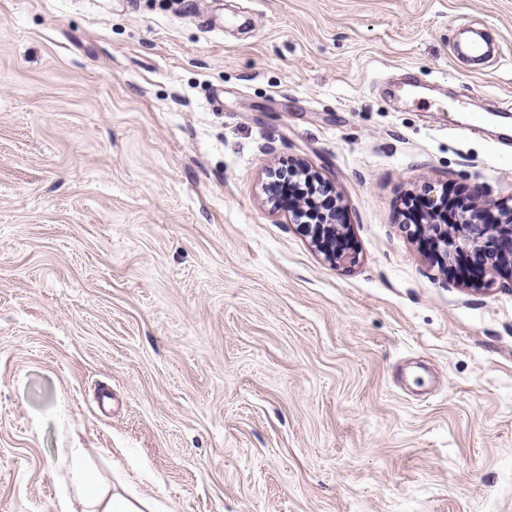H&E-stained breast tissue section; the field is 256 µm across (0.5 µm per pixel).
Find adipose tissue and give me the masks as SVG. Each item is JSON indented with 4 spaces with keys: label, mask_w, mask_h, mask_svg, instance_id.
Returning <instances> with one entry per match:
<instances>
[{
    "label": "adipose tissue",
    "mask_w": 512,
    "mask_h": 512,
    "mask_svg": "<svg viewBox=\"0 0 512 512\" xmlns=\"http://www.w3.org/2000/svg\"><path fill=\"white\" fill-rule=\"evenodd\" d=\"M73 487L83 512H160L155 501L130 490L104 486L94 472L82 467L79 450L71 452Z\"/></svg>",
    "instance_id": "adipose-tissue-1"
}]
</instances>
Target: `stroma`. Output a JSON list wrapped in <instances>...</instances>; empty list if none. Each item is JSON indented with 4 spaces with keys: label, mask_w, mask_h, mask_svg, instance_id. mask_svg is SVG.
Masks as SVG:
<instances>
[{
    "label": "stroma",
    "mask_w": 512,
    "mask_h": 512,
    "mask_svg": "<svg viewBox=\"0 0 512 512\" xmlns=\"http://www.w3.org/2000/svg\"><path fill=\"white\" fill-rule=\"evenodd\" d=\"M506 102L512 0H0V512H82L75 448L168 512H512V279L403 219L512 197L458 129ZM295 159L354 266L270 194Z\"/></svg>",
    "instance_id": "stroma-1"
}]
</instances>
